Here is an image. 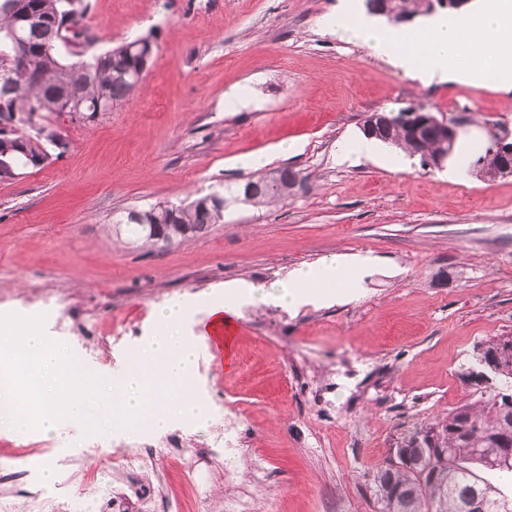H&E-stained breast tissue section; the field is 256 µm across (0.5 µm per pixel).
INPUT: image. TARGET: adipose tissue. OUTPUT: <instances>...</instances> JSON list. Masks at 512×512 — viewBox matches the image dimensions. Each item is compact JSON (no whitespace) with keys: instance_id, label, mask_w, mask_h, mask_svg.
<instances>
[{"instance_id":"1","label":"adipose tissue","mask_w":512,"mask_h":512,"mask_svg":"<svg viewBox=\"0 0 512 512\" xmlns=\"http://www.w3.org/2000/svg\"><path fill=\"white\" fill-rule=\"evenodd\" d=\"M368 257L333 256L294 270L287 281L267 286L247 282L229 284V291L251 304L274 303L289 309L306 304L327 301V289L342 290L348 298H356L360 288V272L368 264Z\"/></svg>"}]
</instances>
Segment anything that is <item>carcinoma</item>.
I'll list each match as a JSON object with an SVG mask.
<instances>
[{
    "mask_svg": "<svg viewBox=\"0 0 512 512\" xmlns=\"http://www.w3.org/2000/svg\"><path fill=\"white\" fill-rule=\"evenodd\" d=\"M396 24L431 13L429 0H388ZM91 0H0V55L13 53L5 34L18 29L31 48L40 49L56 31L54 48L36 55L27 65H16L0 82V166L43 167L50 163L60 131L43 122L47 112L61 111L73 98L81 104V122L130 98L143 70L154 55L151 35H142L101 52H89L91 40L84 20ZM382 136L409 154H442L448 144L437 133L416 139L398 125ZM478 172L488 176L502 170L498 153L487 147L476 160ZM272 187L250 197L249 204L280 203L288 199L297 176L284 168L254 179ZM154 224L182 243L224 223V211L205 204V198L187 205L158 202ZM130 243L156 247L144 226L126 221ZM466 377L480 388L477 404L448 411L441 421H423L404 436L395 449L406 456L399 467L387 465L373 481L378 512H512V336L480 344Z\"/></svg>",
    "mask_w": 512,
    "mask_h": 512,
    "instance_id": "1",
    "label": "carcinoma"
}]
</instances>
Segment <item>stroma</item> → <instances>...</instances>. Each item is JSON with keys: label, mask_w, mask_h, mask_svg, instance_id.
<instances>
[{"label": "stroma", "mask_w": 512, "mask_h": 512, "mask_svg": "<svg viewBox=\"0 0 512 512\" xmlns=\"http://www.w3.org/2000/svg\"><path fill=\"white\" fill-rule=\"evenodd\" d=\"M339 0H92L93 51L153 34L157 54L133 99L93 123L47 119L67 152L0 182V313L45 315L48 338L118 389L156 309L193 307L182 335L197 363L202 418L180 419L139 481L142 512H375L377 467L415 423L476 402L463 374L474 348L512 336V176L472 169L439 178L409 157L340 164L371 112L424 105L461 124L456 155L477 156L512 133V87L490 79L419 84L366 47L321 27ZM236 107L225 108L228 98ZM296 144L283 156L278 147ZM299 178L280 204L237 206L203 236L131 249L116 220L159 201L189 202L253 170ZM351 253L371 257L353 300L289 311L240 305L232 357L198 323L224 284H267ZM244 421L239 449H210ZM111 431L91 439L60 421L56 435L0 429V480L19 473L14 512H104L90 488L127 491ZM58 480L41 482L44 464Z\"/></svg>", "instance_id": "obj_1"}]
</instances>
